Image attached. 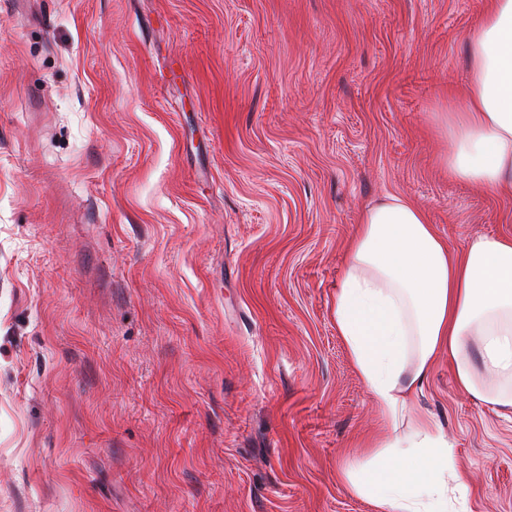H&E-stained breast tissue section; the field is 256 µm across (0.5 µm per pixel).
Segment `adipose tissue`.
<instances>
[{
    "instance_id": "adipose-tissue-1",
    "label": "adipose tissue",
    "mask_w": 512,
    "mask_h": 512,
    "mask_svg": "<svg viewBox=\"0 0 512 512\" xmlns=\"http://www.w3.org/2000/svg\"><path fill=\"white\" fill-rule=\"evenodd\" d=\"M467 39L465 92L437 117L444 165L472 188L512 196V0H490ZM332 314L391 431L359 448L341 481L376 512H464L467 471L408 396L444 347L468 394L512 408V235L479 236L456 253L422 210L387 197L361 215Z\"/></svg>"
}]
</instances>
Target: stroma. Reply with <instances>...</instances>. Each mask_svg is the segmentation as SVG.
<instances>
[{"label":"stroma","instance_id":"35a3bbf8","mask_svg":"<svg viewBox=\"0 0 512 512\" xmlns=\"http://www.w3.org/2000/svg\"><path fill=\"white\" fill-rule=\"evenodd\" d=\"M489 0H0V512H375L331 300L362 211L461 250L512 198L435 117ZM413 404L512 512V411Z\"/></svg>","mask_w":512,"mask_h":512}]
</instances>
